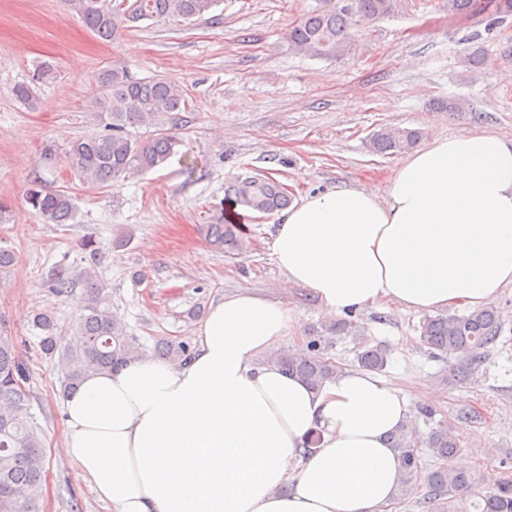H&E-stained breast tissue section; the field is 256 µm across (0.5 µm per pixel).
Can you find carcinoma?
<instances>
[{
  "instance_id": "carcinoma-1",
  "label": "carcinoma",
  "mask_w": 512,
  "mask_h": 512,
  "mask_svg": "<svg viewBox=\"0 0 512 512\" xmlns=\"http://www.w3.org/2000/svg\"><path fill=\"white\" fill-rule=\"evenodd\" d=\"M137 7L127 12L124 0H65L69 10L80 16L100 39L110 41L121 30L141 21H177L191 23L204 18L218 0H135ZM354 14L336 9L331 0L293 24L287 33L288 43L298 51L325 60L341 56L352 37L353 16L374 21L394 12L400 0H351ZM500 0H448V12L455 16H475L492 7L501 12ZM101 91L96 107L106 116L103 130L70 142L67 164L81 177L95 183L116 182L130 174H139L164 166L176 154L180 139L169 131L181 120L188 99L177 82L156 75L135 78L127 70L114 67L100 76ZM146 127L153 133L143 138L138 130ZM422 133L416 129L382 126L369 138L373 153L381 156L401 155L416 146ZM25 200L45 224H65L73 218L71 197L61 190H49L42 182L31 181ZM227 207L206 225V238L215 248L241 252L248 242L241 236L235 209L245 207L254 213L270 214L289 205L286 188L269 174L235 176L224 189ZM87 289L85 313L72 327L69 339L58 336L55 318L47 312L37 313L31 322L36 331L41 355L49 359L63 375V393L75 389L91 372L115 370L126 361L142 356L137 338L128 334L110 310V298L97 282L96 274H83ZM72 281L61 268L52 275L49 288L58 296L68 292ZM359 336L356 361L359 368L380 372L387 364V350L372 345L361 326L339 320L324 325L308 341L301 353L285 349L270 352L266 360L289 375L304 380L314 389L330 381L338 366L325 358L328 340L337 336ZM502 333L496 308L483 307L463 313H439L425 317L420 325V341L429 349L450 359L466 362L475 369L482 364L485 350L495 344ZM16 337L0 331V512H37L45 481L42 442L36 426L28 420L26 407L29 391L18 359ZM191 355L184 341H162L155 356L182 361ZM428 448L434 463H422L418 447ZM399 454L402 480L399 494L410 497L422 490L418 504L443 512L445 501L467 491L471 486L468 472L448 465L461 449L456 431L438 422L419 435L405 430L394 438ZM480 512H512V486L483 497Z\"/></svg>"
}]
</instances>
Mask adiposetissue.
Instances as JSON below:
<instances>
[{
  "label": "adipose tissue",
  "instance_id": "1",
  "mask_svg": "<svg viewBox=\"0 0 512 512\" xmlns=\"http://www.w3.org/2000/svg\"><path fill=\"white\" fill-rule=\"evenodd\" d=\"M276 221L285 286L325 314L383 301L481 309L512 286V136L433 140L384 194L336 187ZM296 326L282 301L224 296L188 359L89 374L65 399L56 459L76 464L111 512H388L401 482L390 437L409 406L363 370L316 391L264 362Z\"/></svg>",
  "mask_w": 512,
  "mask_h": 512
}]
</instances>
